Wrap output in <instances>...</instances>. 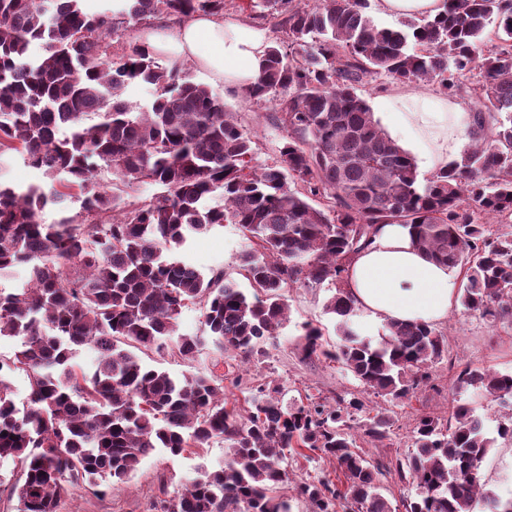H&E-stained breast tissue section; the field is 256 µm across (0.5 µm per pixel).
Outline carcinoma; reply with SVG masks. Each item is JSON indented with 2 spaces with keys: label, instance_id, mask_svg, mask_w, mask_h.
Segmentation results:
<instances>
[{
  "label": "carcinoma",
  "instance_id": "1",
  "mask_svg": "<svg viewBox=\"0 0 512 512\" xmlns=\"http://www.w3.org/2000/svg\"><path fill=\"white\" fill-rule=\"evenodd\" d=\"M85 2L54 0L48 14L37 0H0V155L17 151L51 180L63 177L48 191L0 182V275L25 273V287L0 289V336L21 339L0 358V461L20 466L9 487L18 512H58L71 490L127 481L158 449L179 456L216 440L228 450L224 466L161 488L159 512H292L294 497L309 512H393L379 492L387 468L348 433L357 397L341 409L290 405L260 385L243 421L213 377L175 379L133 349L173 339L185 358L208 341L257 354L288 320L287 289L326 282L341 343L325 348L321 329L306 324L304 357L339 361L373 393L407 398L448 343L424 323H389L376 343L361 334L344 273L380 224L410 227L422 252L461 269L464 309L512 326V230L479 223L512 218V0H447L444 14L397 29L374 24L369 0H254L287 36L242 90L273 103L287 131L280 161L263 167L252 165L250 132L184 64L162 67L137 43L116 61L108 42L151 20L220 14L224 0H122L110 16ZM371 75L470 94L460 158L421 182L415 158L357 94ZM137 83L156 95L135 112L123 95ZM102 163L128 188L149 181L162 192L127 202L95 182ZM75 189L81 221L45 223V208L65 209ZM217 193L224 205H207ZM225 223L251 242L237 259L251 293L166 254ZM189 303L202 305L208 335L178 333ZM89 345L98 357L85 369L75 357ZM5 370L29 379L20 405ZM456 389L512 399V374L467 366ZM391 427L383 413L359 424L380 444ZM499 437L512 438V416L493 436L466 404L445 422L417 418L415 452L396 465L399 481L417 487L405 512H512L482 472ZM306 450L339 474L310 475L287 496L288 456Z\"/></svg>",
  "mask_w": 512,
  "mask_h": 512
}]
</instances>
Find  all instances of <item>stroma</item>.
<instances>
[{
  "label": "stroma",
  "mask_w": 512,
  "mask_h": 512,
  "mask_svg": "<svg viewBox=\"0 0 512 512\" xmlns=\"http://www.w3.org/2000/svg\"><path fill=\"white\" fill-rule=\"evenodd\" d=\"M209 88L223 98L229 111L238 113L241 124L253 133L256 164L277 161L286 131L274 120V105L249 101L239 88L221 82L210 83ZM422 90L427 93L428 103L446 99L436 84L422 81L397 84L380 75L363 82L359 93L382 128L390 133L397 121L399 95ZM247 245L239 227L227 224L190 236L183 245L172 247L170 254L191 263L203 274L221 269L233 275L237 272V257ZM329 295L325 284L291 289L287 294L288 322L274 340L265 344L263 354L249 359L224 352L210 343L188 360L181 359L170 347L160 352L143 350L139 356L146 364L174 377L216 376L230 404L240 408L253 389L268 383L279 386L288 402L313 399L332 407L337 398L358 397L363 403V415L372 416L382 410L393 421L386 446L377 448L364 435L356 437L358 448L370 461L389 467L411 453L410 430L419 416L446 418L454 401L460 400L482 415L487 430L492 432L500 420L512 413V404L492 395L473 391L460 394L455 389L458 373L469 365L512 373V326L490 325L460 305H453L447 320L438 326L448 341L447 356L426 366L425 375L410 399L393 402L364 389L341 363L322 357H303L301 327L304 323L320 325L329 347H336L340 342L335 322L324 310ZM225 457L226 450L220 441L177 457L158 450L143 461L127 482L96 491L88 488L71 491L60 512H154L153 503L161 483L178 487L201 470L223 465ZM483 474L488 488L501 498H512V440H498L484 463Z\"/></svg>",
  "instance_id": "35a3bbf8"
}]
</instances>
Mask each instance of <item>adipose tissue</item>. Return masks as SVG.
Instances as JSON below:
<instances>
[{
    "label": "adipose tissue",
    "instance_id": "ef3b65f1",
    "mask_svg": "<svg viewBox=\"0 0 512 512\" xmlns=\"http://www.w3.org/2000/svg\"><path fill=\"white\" fill-rule=\"evenodd\" d=\"M152 54L196 62L215 81L245 86L261 72L267 43L264 34L240 21L195 13L181 23L141 34ZM397 131L428 144L427 169L456 160L465 143L459 134L457 102L429 107L422 95L399 99ZM461 280L459 268L430 260L413 242L408 227L386 224L371 244L348 263L344 288L359 311L380 322H444Z\"/></svg>",
    "mask_w": 512,
    "mask_h": 512
}]
</instances>
